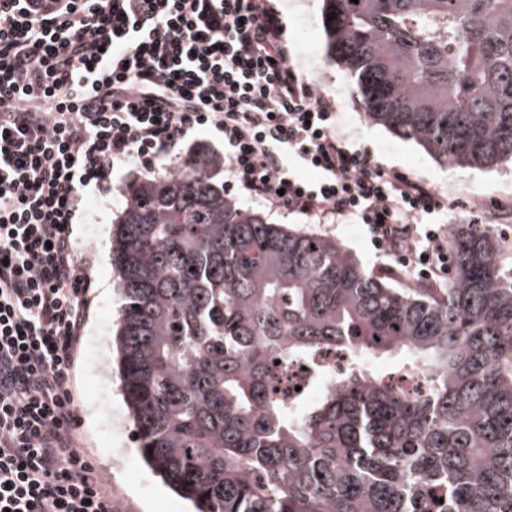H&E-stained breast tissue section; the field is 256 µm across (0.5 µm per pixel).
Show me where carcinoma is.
Returning a JSON list of instances; mask_svg holds the SVG:
<instances>
[{
  "label": "carcinoma",
  "instance_id": "carcinoma-1",
  "mask_svg": "<svg viewBox=\"0 0 512 512\" xmlns=\"http://www.w3.org/2000/svg\"><path fill=\"white\" fill-rule=\"evenodd\" d=\"M321 19L369 121L446 165L512 161V0H321ZM216 167L131 183L112 229L115 369L151 472L196 512H512L505 241L457 224L447 284L395 288L238 206ZM342 351L355 367L325 377ZM382 355L394 371L357 367ZM277 360L317 398L288 399ZM416 363L412 396L394 377Z\"/></svg>",
  "mask_w": 512,
  "mask_h": 512
}]
</instances>
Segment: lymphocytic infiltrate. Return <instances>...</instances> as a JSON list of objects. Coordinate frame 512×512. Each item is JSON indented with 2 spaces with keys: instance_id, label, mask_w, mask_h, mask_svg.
<instances>
[{
  "instance_id": "f902f5d3",
  "label": "lymphocytic infiltrate",
  "mask_w": 512,
  "mask_h": 512,
  "mask_svg": "<svg viewBox=\"0 0 512 512\" xmlns=\"http://www.w3.org/2000/svg\"><path fill=\"white\" fill-rule=\"evenodd\" d=\"M201 130L228 190L447 274V203L339 132L270 0H0V512H118L72 426L92 290L73 226Z\"/></svg>"
}]
</instances>
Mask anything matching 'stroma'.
Masks as SVG:
<instances>
[{
    "label": "stroma",
    "instance_id": "35a3bbf8",
    "mask_svg": "<svg viewBox=\"0 0 512 512\" xmlns=\"http://www.w3.org/2000/svg\"><path fill=\"white\" fill-rule=\"evenodd\" d=\"M284 26L288 57L306 79L330 96L337 107L340 131L356 145L369 150L384 165L435 186L449 203L467 204V220L480 223L491 206L512 205V163L491 168H454L426 153L414 141L369 123L361 112L352 84L325 57L326 35L318 0H272ZM140 166L114 173L107 197L88 195L85 223L76 225L81 247L90 251L87 272L93 280L92 302L74 366L75 409L73 426L81 433L85 449L112 485V499L120 512H187L179 498L137 460L128 410L112 374V324L117 307L112 271V226L126 204L128 184L147 179ZM243 208L261 213L272 224H289L342 242L367 267L393 272L394 286L409 287L405 268L372 248L362 225L317 224L303 215H291L250 200L235 192Z\"/></svg>",
    "mask_w": 512,
    "mask_h": 512
}]
</instances>
